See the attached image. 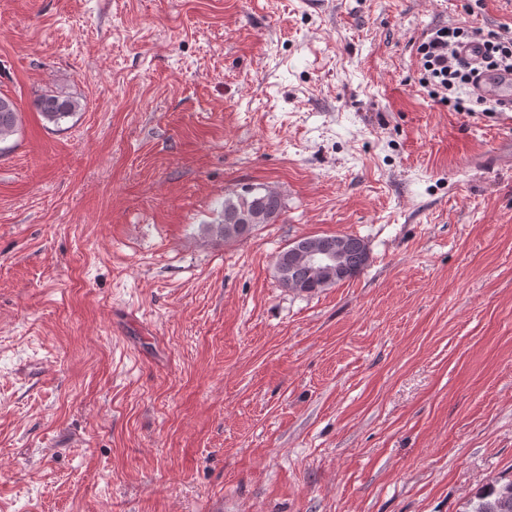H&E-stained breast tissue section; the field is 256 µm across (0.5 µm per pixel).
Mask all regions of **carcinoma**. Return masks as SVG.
<instances>
[{
    "mask_svg": "<svg viewBox=\"0 0 512 512\" xmlns=\"http://www.w3.org/2000/svg\"><path fill=\"white\" fill-rule=\"evenodd\" d=\"M36 108L43 119L54 125L72 116L81 109L78 100L55 92H45L36 99ZM21 116L15 102L8 96L0 95V143L16 134ZM284 204L280 194L272 189L264 191L248 189L235 197L224 198V214L221 223L211 227L212 232L224 241H240L248 237L254 225L274 221ZM367 267L363 254L354 252L349 256L345 279L360 275ZM275 269L281 285L289 290L315 293L328 287L305 265L288 262V251L279 252ZM471 512H512V481L500 486H491L473 505Z\"/></svg>",
    "mask_w": 512,
    "mask_h": 512,
    "instance_id": "obj_1",
    "label": "carcinoma"
}]
</instances>
